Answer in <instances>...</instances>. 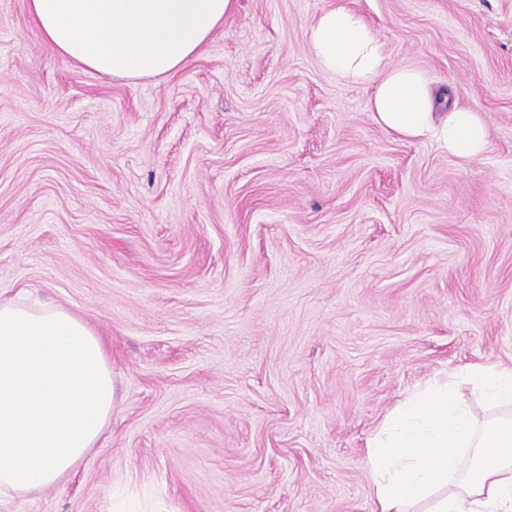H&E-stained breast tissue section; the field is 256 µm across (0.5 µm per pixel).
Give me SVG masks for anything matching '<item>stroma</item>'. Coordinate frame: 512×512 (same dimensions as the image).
<instances>
[{
  "instance_id": "stroma-1",
  "label": "stroma",
  "mask_w": 512,
  "mask_h": 512,
  "mask_svg": "<svg viewBox=\"0 0 512 512\" xmlns=\"http://www.w3.org/2000/svg\"><path fill=\"white\" fill-rule=\"evenodd\" d=\"M328 2L238 0L198 58L130 81L0 0V299L81 316L116 390L83 463L0 512H373L388 412L512 366V0H348L484 116L466 161L319 67Z\"/></svg>"
}]
</instances>
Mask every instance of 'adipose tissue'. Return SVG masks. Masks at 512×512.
<instances>
[{"label":"adipose tissue","instance_id":"1","mask_svg":"<svg viewBox=\"0 0 512 512\" xmlns=\"http://www.w3.org/2000/svg\"><path fill=\"white\" fill-rule=\"evenodd\" d=\"M44 41L84 68L123 79L166 77L201 54L237 0H26ZM304 41L322 70L372 87L369 110L385 131L434 140L472 159L488 127L412 66H393L355 9H321ZM493 409L475 416L459 386ZM115 403L106 346L80 316L52 303L0 302V498L60 483L102 436ZM374 512H512V367L441 371L416 386L369 441Z\"/></svg>","mask_w":512,"mask_h":512}]
</instances>
